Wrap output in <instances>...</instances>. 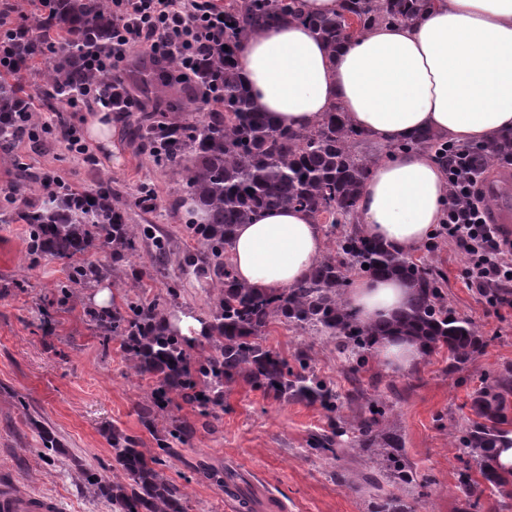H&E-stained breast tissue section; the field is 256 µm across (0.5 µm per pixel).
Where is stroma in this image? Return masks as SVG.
<instances>
[{
	"mask_svg": "<svg viewBox=\"0 0 512 512\" xmlns=\"http://www.w3.org/2000/svg\"><path fill=\"white\" fill-rule=\"evenodd\" d=\"M130 123L113 113L112 141L93 145L94 165H84L55 139L38 147L24 140L16 152L37 173L53 172L92 189L111 183L113 202L128 211L132 223L152 226L168 242L172 258L167 267L155 264L149 241L126 260L128 272L140 282L136 288L109 278L71 287V264H111L108 248L76 255L71 262L49 253L28 255L31 228L16 213L41 195L42 186L17 183L11 165L0 162V188L19 186L15 209L0 214V469H9L30 492L58 498L64 512H112L109 502L85 487L79 470L91 464L111 477L116 466L108 444L111 429L152 449L155 433L169 425L162 416L156 432L142 424L139 408L154 380L131 370L119 340L101 336L88 321L87 311L97 308L95 295L108 290L112 307L128 299L156 301L166 314L185 311L200 320L208 318L216 296L183 263L186 256H203L205 248L187 235L181 214L168 210L177 186L160 164L133 149ZM147 190L154 204L146 208L139 200ZM433 243L434 251L421 245L412 255L432 254L451 306L479 328L486 342L482 354L457 374L449 372L444 351L409 371L388 368L375 358L361 378L371 394L392 405V421L409 461L431 481L415 502L416 512H460L456 474L466 458L451 443L448 423L468 415V395L483 373L512 364V306L489 305L469 286V259L451 239L439 236ZM172 285L177 288L173 296L168 293ZM65 287L70 290L66 297L61 294ZM264 343L288 359L300 348L310 349L316 373L339 395L351 390L344 359L325 337L302 336L277 324L265 333ZM173 412L195 432L177 443L176 456L160 472L183 488L187 512H238L244 497L251 499L253 512H367L369 488L363 476L369 468L362 458L349 453L335 460L306 450L311 433L332 430L333 414L319 405L279 400L240 381L226 389L224 409L212 422L179 397ZM44 427L60 443L49 459L39 437ZM201 460L223 471L225 486L195 473Z\"/></svg>",
	"mask_w": 512,
	"mask_h": 512,
	"instance_id": "stroma-1",
	"label": "stroma"
}]
</instances>
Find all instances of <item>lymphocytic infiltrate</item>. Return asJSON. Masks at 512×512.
Instances as JSON below:
<instances>
[{
    "label": "lymphocytic infiltrate",
    "instance_id": "obj_1",
    "mask_svg": "<svg viewBox=\"0 0 512 512\" xmlns=\"http://www.w3.org/2000/svg\"><path fill=\"white\" fill-rule=\"evenodd\" d=\"M112 43L107 51H89L86 63L109 72L124 65L133 46L147 48L151 55L179 58L184 78H193L206 46L224 43V8L218 0H110ZM132 97H119L116 86L96 84L80 97L69 100L75 112L115 111L132 108ZM447 175L456 194L470 198L469 207L448 205L439 234L448 236L469 257L468 278L472 287L491 285L500 289V302L512 301V236L488 223L477 186L480 178L452 162Z\"/></svg>",
    "mask_w": 512,
    "mask_h": 512
}]
</instances>
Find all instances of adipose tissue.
Masks as SVG:
<instances>
[{
	"mask_svg": "<svg viewBox=\"0 0 512 512\" xmlns=\"http://www.w3.org/2000/svg\"><path fill=\"white\" fill-rule=\"evenodd\" d=\"M239 69L255 104L295 130L336 108L380 145L423 129L480 143L512 129V0H439L426 15L377 25L333 53L311 30L287 22L247 35ZM447 199L448 180L430 153L390 155L361 193L359 229L390 249L410 251L440 223ZM323 249L319 225L290 208L239 225L231 256L241 282L269 291L301 281ZM412 293L399 278L358 279L347 304L361 321H384L406 311ZM376 353L403 370L424 357L408 336L382 337Z\"/></svg>",
	"mask_w": 512,
	"mask_h": 512,
	"instance_id": "ef3b65f1",
	"label": "adipose tissue"
}]
</instances>
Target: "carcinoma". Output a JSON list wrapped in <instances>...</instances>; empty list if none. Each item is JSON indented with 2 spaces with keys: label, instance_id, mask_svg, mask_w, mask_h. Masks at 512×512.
I'll use <instances>...</instances> for the list:
<instances>
[{
  "label": "carcinoma",
  "instance_id": "cac0c4a2",
  "mask_svg": "<svg viewBox=\"0 0 512 512\" xmlns=\"http://www.w3.org/2000/svg\"><path fill=\"white\" fill-rule=\"evenodd\" d=\"M435 0H344L331 15H309L300 0H227L224 4V45L212 50L210 68L219 73L223 104L201 119L162 120L153 126L142 122L132 128L134 146L149 145L161 159L178 194L168 206L182 207L190 197L201 211L202 221L185 220V229L204 245L208 263L194 266L195 274L210 280L217 289L208 320L210 351L194 356L192 341L165 325L158 304L128 300L106 313L87 312L90 321L106 336L116 337L133 369L156 379L142 421L152 427L159 414L170 416L167 435L180 441L192 425L172 415L173 395L183 394L203 417L224 408V389L242 380L255 389L283 400H302L320 405L334 414L339 396L312 367L309 351L299 350L294 364L263 345L267 328L274 322L288 325L301 335L324 336L346 354L347 374L354 381L347 400L355 417L339 420L351 431L352 449L371 454L373 468L386 474L397 489L414 491L430 480L418 475L409 463L402 436L390 425L391 406L374 398L359 379L383 336L414 338L425 354L448 352L449 367L456 372L485 347L477 326L461 318L448 305L444 276L438 268L415 260L361 235L346 231L334 237L336 225L348 223L357 209L363 187L380 157L359 150L364 133L350 125L334 109L308 129L293 130L271 123L251 100L239 77L238 46L252 31H270L290 18L308 26L334 51L336 47L380 23L411 20L433 8ZM55 32L67 41L92 35L101 48L112 38V12L105 0H53L47 11L33 16L15 30L13 55L17 66L41 58L46 61L40 93L43 104L72 90L101 82L116 83L132 96H145L165 112L180 104L165 97V90L189 85L178 77V58L144 61L131 57L124 73L117 76L91 73L83 58L64 54L54 42L34 31ZM0 153L8 156L15 143L34 136L25 113L29 102L11 79L0 76ZM435 150L442 166L448 155L461 150L468 162L490 173L502 162H512V131L493 141L459 148L431 131L389 146L391 153ZM298 207L327 224L328 249L309 274L282 291H256L238 281L228 256L232 236L239 224H249L263 212ZM109 223L83 234L71 223L62 199L47 208L29 210L22 216L31 225L30 249L52 251L59 258L85 250L112 246V266L90 263L74 270L72 283L84 286L93 278L117 271L126 256L135 253L142 240L155 241L156 260L168 261L163 241L153 228L129 222L127 213L110 207ZM401 278L415 288L410 312L391 322H362L346 307L345 294L352 279ZM449 438L467 457L457 474L456 489L462 512H505L512 507V471L505 474L496 465V448L512 445V365L482 377L470 394L469 414L448 428ZM112 457L121 479L107 481L86 466L81 473L87 484L112 505V512H187L186 495L164 479L157 466L174 456L167 439H156L157 450L139 448L138 439L114 430L110 436ZM314 455L340 458L344 449L323 433L307 441ZM376 490L368 512H415L400 504L395 494L383 491L379 479L365 476Z\"/></svg>",
  "mask_w": 512,
  "mask_h": 512
}]
</instances>
